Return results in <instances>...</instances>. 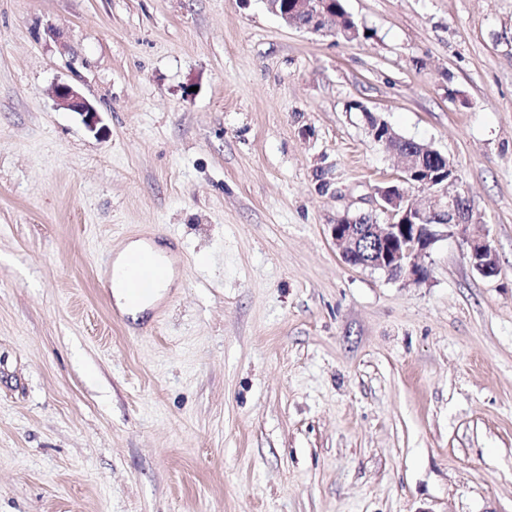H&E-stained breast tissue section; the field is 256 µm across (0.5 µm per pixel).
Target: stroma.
Here are the masks:
<instances>
[{"mask_svg": "<svg viewBox=\"0 0 512 512\" xmlns=\"http://www.w3.org/2000/svg\"><path fill=\"white\" fill-rule=\"evenodd\" d=\"M344 6L353 42L261 0H0V512H512V0ZM370 112L474 219L420 283L330 236L388 221ZM132 240L175 276L137 322L101 268ZM53 97L57 106L64 110L78 112L86 117L98 114L97 107L71 83H57L53 89ZM470 265L484 276H492L498 270V257L489 242L482 237L467 238Z\"/></svg>", "mask_w": 512, "mask_h": 512, "instance_id": "stroma-1", "label": "stroma"}]
</instances>
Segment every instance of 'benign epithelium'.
Wrapping results in <instances>:
<instances>
[{
	"instance_id": "obj_1",
	"label": "benign epithelium",
	"mask_w": 512,
	"mask_h": 512,
	"mask_svg": "<svg viewBox=\"0 0 512 512\" xmlns=\"http://www.w3.org/2000/svg\"><path fill=\"white\" fill-rule=\"evenodd\" d=\"M266 9L291 27L330 36H342L351 42L358 38V25L336 16L330 0H262ZM58 107L84 116L98 114L97 107L74 85L60 82L53 89ZM369 119L373 139L391 154L402 159L401 175L396 182L376 188L377 206L389 214L392 222L379 224L360 217L342 219L332 225L330 234L342 259L353 266L382 270L391 278L421 282L427 270L419 258L433 244V226L466 231L471 224L468 200L448 195V181L456 180L448 159L414 141L393 132L389 124L361 108ZM418 188L428 194L422 204L408 202V193ZM470 265L484 276L498 270V257L482 237L468 239Z\"/></svg>"
}]
</instances>
